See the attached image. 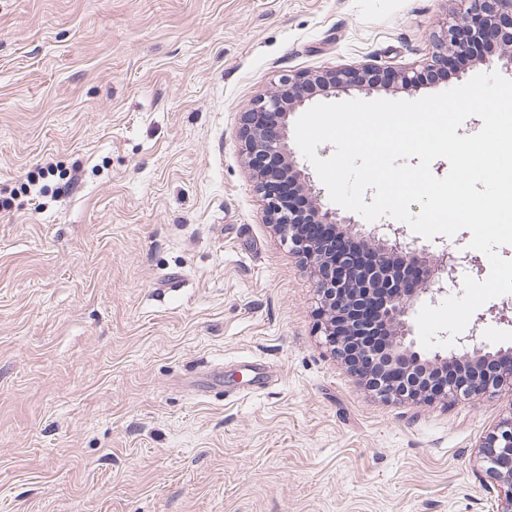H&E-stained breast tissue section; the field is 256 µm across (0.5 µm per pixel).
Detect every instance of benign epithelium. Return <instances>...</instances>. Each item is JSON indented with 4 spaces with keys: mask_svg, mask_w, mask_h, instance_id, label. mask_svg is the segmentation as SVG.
Masks as SVG:
<instances>
[{
    "mask_svg": "<svg viewBox=\"0 0 512 512\" xmlns=\"http://www.w3.org/2000/svg\"><path fill=\"white\" fill-rule=\"evenodd\" d=\"M468 2L470 6L456 23L433 36L435 51L431 63L420 70L408 68L392 72L390 77L394 84L412 92L423 84L428 72L447 67L462 47L458 42L460 34L468 37L470 47L512 45V0ZM384 74L383 68L364 63L314 74L283 76L245 112L240 138L258 181L267 223L274 225L281 238L309 264L319 296L325 342L350 372H355V368L347 358L346 339L334 329L336 322L352 314L353 336L373 335L378 323L389 330L390 342L385 351L363 354L365 365L375 380H385L392 369L399 374L400 386L379 393L380 397L419 404L453 402L501 389L512 393L511 347L495 349L480 339L474 329L466 336L456 337L448 354L438 351L430 354L421 352L413 337L411 317L420 297L444 292L445 286L455 283L453 274L459 267L469 265L473 270L479 269L475 258L446 247L437 255L436 267L429 271L424 287L405 291L394 280L395 264L401 260L419 263L429 253V247L401 240V230L393 225H386L393 234L391 238L346 232L343 237L349 245L344 247L324 238L310 242L299 235L304 224H353L355 220L341 218L323 207L309 173L297 166L288 132L291 112L313 100L318 92L328 94L355 87H380ZM273 154L282 158L283 167L267 175L258 169L256 161ZM278 177L288 178L299 192L310 195L309 211L298 212L287 200L269 191L267 180ZM361 250L370 251L374 260L359 269L358 252ZM450 362L458 366V376L451 380L440 378ZM477 457L498 492L497 512H512V411L483 437Z\"/></svg>",
    "mask_w": 512,
    "mask_h": 512,
    "instance_id": "1",
    "label": "benign epithelium"
}]
</instances>
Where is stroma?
<instances>
[{"label":"stroma","mask_w":512,"mask_h":512,"mask_svg":"<svg viewBox=\"0 0 512 512\" xmlns=\"http://www.w3.org/2000/svg\"><path fill=\"white\" fill-rule=\"evenodd\" d=\"M464 8L0 0V512H496L474 452L512 397L398 405L352 375L239 138L280 77L423 64ZM484 308L512 347V293Z\"/></svg>","instance_id":"obj_1"}]
</instances>
